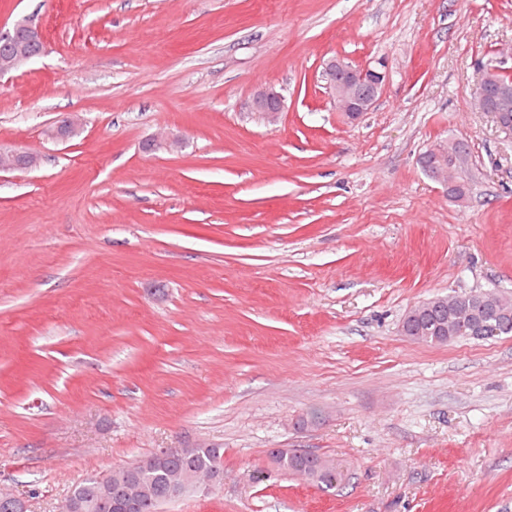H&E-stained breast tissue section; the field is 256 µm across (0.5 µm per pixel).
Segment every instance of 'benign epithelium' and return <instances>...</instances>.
<instances>
[{"label":"benign epithelium","mask_w":512,"mask_h":512,"mask_svg":"<svg viewBox=\"0 0 512 512\" xmlns=\"http://www.w3.org/2000/svg\"><path fill=\"white\" fill-rule=\"evenodd\" d=\"M46 51L40 27L30 21L16 23L11 29L0 30V78L10 74ZM480 76L472 93V106L478 112H489L504 131H512V123L503 121L501 114L512 110V97L505 89L493 84L492 75L498 68L479 66ZM325 75L336 109L355 121L369 111L389 79V65L380 58L374 64L355 66L340 58L326 64ZM252 108L269 121L283 110V100L273 91H260L253 98ZM36 156L0 148V171L22 170L36 165ZM424 170L445 187L456 184V176L468 170L470 157L456 150V140L449 139L428 149L421 158Z\"/></svg>","instance_id":"obj_1"}]
</instances>
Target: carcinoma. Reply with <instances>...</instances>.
<instances>
[{
	"instance_id": "1",
	"label": "carcinoma",
	"mask_w": 512,
	"mask_h": 512,
	"mask_svg": "<svg viewBox=\"0 0 512 512\" xmlns=\"http://www.w3.org/2000/svg\"><path fill=\"white\" fill-rule=\"evenodd\" d=\"M507 303L509 312L506 314L493 308L470 306L462 317L452 322V334L446 338L435 331L437 323L448 321L446 312L424 308L410 321V329L430 344L473 338V327L482 324L495 326L502 335H512V300H507ZM269 456L278 470L302 475L322 489L332 488L343 480V473L332 460L311 452L288 449L275 454L271 452ZM196 474L217 476L219 484L213 490H218L224 483V449L199 447L191 448L185 454L164 457L154 454L114 470L107 479L89 477L76 485L72 494L86 504L85 512H114L112 505L117 500L132 503L135 512H159V506L167 501L204 492L189 481L179 495L173 497L169 494V486L174 480Z\"/></svg>"
}]
</instances>
